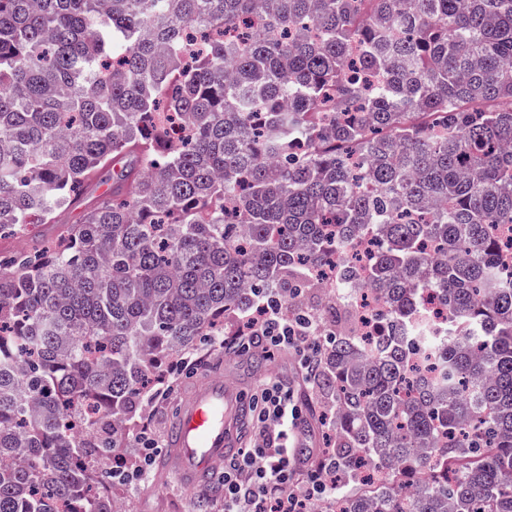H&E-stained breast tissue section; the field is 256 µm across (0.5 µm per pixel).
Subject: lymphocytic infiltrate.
<instances>
[{"instance_id":"1","label":"lymphocytic infiltrate","mask_w":512,"mask_h":512,"mask_svg":"<svg viewBox=\"0 0 512 512\" xmlns=\"http://www.w3.org/2000/svg\"><path fill=\"white\" fill-rule=\"evenodd\" d=\"M316 322L300 323L283 302L268 301L247 315L231 338L210 337V347L226 343L247 349L255 344L292 348L309 367L321 350ZM256 407L255 443L241 449L224 466V512H310L312 504L336 491L330 451L318 449L317 469L299 475L292 463L295 432L302 410L293 391L281 383L266 384L251 397Z\"/></svg>"}]
</instances>
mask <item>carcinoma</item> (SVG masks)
<instances>
[{
	"instance_id": "obj_1",
	"label": "carcinoma",
	"mask_w": 512,
	"mask_h": 512,
	"mask_svg": "<svg viewBox=\"0 0 512 512\" xmlns=\"http://www.w3.org/2000/svg\"><path fill=\"white\" fill-rule=\"evenodd\" d=\"M108 168L0 260V512H112L158 361L264 296L317 318L369 227L379 331L314 370L340 512H512V0H0V232ZM112 187V170L102 174L86 190L80 201L69 211L60 216L61 224H31L30 233L25 236L5 235L0 238V259L14 257L29 251L38 243L63 234L71 224H78L86 209L94 203L99 195Z\"/></svg>"
}]
</instances>
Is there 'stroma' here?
<instances>
[{"label": "stroma", "instance_id": "stroma-1", "mask_svg": "<svg viewBox=\"0 0 512 512\" xmlns=\"http://www.w3.org/2000/svg\"><path fill=\"white\" fill-rule=\"evenodd\" d=\"M112 186L111 174H102L86 190L80 201L63 213L59 223L35 224L25 236L0 237V259L14 257L29 251L30 247L62 234L70 225L79 223L86 209L99 195ZM187 358L190 365L184 368L171 389L159 397L141 396L136 402V412L127 424L123 452L127 458H136L139 451L138 436L149 430L157 440H164L166 426L175 414L184 389L202 376H223L225 381L237 384L244 395H251L259 382L282 381L292 385L296 399L304 410L298 428L299 442L295 450L294 465L300 472H308L310 462L318 448L324 447L333 432L324 416L332 406L331 395L307 383L302 377L299 358L294 350H275L258 345L243 352L210 349L206 341H199L182 356L165 358L161 366L176 365L179 358ZM97 471L103 483L112 487L113 499L122 501L125 512H220L221 497L211 495L207 489H188L174 481L148 478L145 483L128 486L114 483L111 462H101Z\"/></svg>", "mask_w": 512, "mask_h": 512}]
</instances>
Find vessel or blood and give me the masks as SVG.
Masks as SVG:
<instances>
[{"label":"vessel or blood","instance_id":"1","mask_svg":"<svg viewBox=\"0 0 512 512\" xmlns=\"http://www.w3.org/2000/svg\"><path fill=\"white\" fill-rule=\"evenodd\" d=\"M248 404L237 386L207 379L186 400L168 431L165 470L190 487L210 476L247 443Z\"/></svg>","mask_w":512,"mask_h":512}]
</instances>
